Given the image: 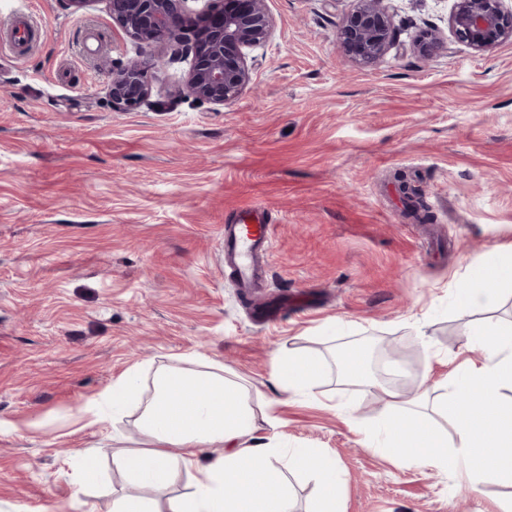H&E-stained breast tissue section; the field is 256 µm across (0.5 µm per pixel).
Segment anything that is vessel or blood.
Instances as JSON below:
<instances>
[{
	"mask_svg": "<svg viewBox=\"0 0 512 512\" xmlns=\"http://www.w3.org/2000/svg\"><path fill=\"white\" fill-rule=\"evenodd\" d=\"M273 226L261 207H254L224 227V267L240 290L261 288L260 264L270 254Z\"/></svg>",
	"mask_w": 512,
	"mask_h": 512,
	"instance_id": "b4317fda",
	"label": "vessel or blood"
}]
</instances>
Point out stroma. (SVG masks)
<instances>
[{"label": "stroma", "instance_id": "1", "mask_svg": "<svg viewBox=\"0 0 512 512\" xmlns=\"http://www.w3.org/2000/svg\"><path fill=\"white\" fill-rule=\"evenodd\" d=\"M454 0H389L396 40L376 65L337 39L352 0H269L270 39L234 102L175 95L190 58L165 59L151 96L113 109L110 65L137 44L104 0H31L38 34L0 42V512H112L129 493L117 458L146 448L138 410L93 422L87 404L136 370L223 365L243 383L257 448H315L343 481L340 512H499L512 487L478 489L368 447L390 415L480 362L476 322L512 321V287L464 305L469 267L512 249V43L480 54L447 36ZM262 205L274 225L268 299L317 290L319 307L252 322L224 272V227ZM393 342L373 384L341 354ZM327 362L306 394L275 379L278 353ZM100 479L79 488L83 455Z\"/></svg>", "mask_w": 512, "mask_h": 512}]
</instances>
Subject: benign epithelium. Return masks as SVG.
<instances>
[{
    "label": "benign epithelium",
    "mask_w": 512,
    "mask_h": 512,
    "mask_svg": "<svg viewBox=\"0 0 512 512\" xmlns=\"http://www.w3.org/2000/svg\"><path fill=\"white\" fill-rule=\"evenodd\" d=\"M112 21L144 48L165 45L171 57L193 55L179 93L217 105L234 102L252 79L247 52L272 35L268 0H208L193 13L189 0H105ZM339 23L341 47L357 64L378 63L394 45L395 29L387 0H353ZM448 30L477 53L512 42V8L504 0H454ZM441 43L435 32L415 42L428 59ZM162 58H143L112 68V105L137 110L151 92L154 71Z\"/></svg>",
    "instance_id": "obj_1"
}]
</instances>
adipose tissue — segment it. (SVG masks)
<instances>
[{"instance_id":"obj_1","label":"adipose tissue","mask_w":512,"mask_h":512,"mask_svg":"<svg viewBox=\"0 0 512 512\" xmlns=\"http://www.w3.org/2000/svg\"><path fill=\"white\" fill-rule=\"evenodd\" d=\"M512 284V252L493 254L472 268L465 300L475 307L490 306L500 285ZM469 341L485 351L481 364L471 366L456 385V396L401 400L387 389L389 406L409 411L415 419L406 431L394 419L381 430L383 450L397 458L461 472L471 487L487 482L512 486V402L501 390L512 384V325L486 319L472 326ZM322 357L292 350L276 357V379L291 392H307L323 377ZM137 373H129L90 403L86 411L96 421H119L129 407L140 411L139 427L151 448L133 450L120 463L134 491L115 501L112 512H152L143 489H161L175 468L195 473V489L172 500L169 512H290L291 494L284 470L307 473L320 493L316 512H336L340 474L335 462L315 448H287L286 469L269 463L271 449L243 444L256 427L255 417L241 390L225 381L221 371L166 369L157 373L149 398H141ZM447 419L455 438L447 440L430 424L431 415ZM233 450L200 463L198 452L214 444Z\"/></svg>"}]
</instances>
